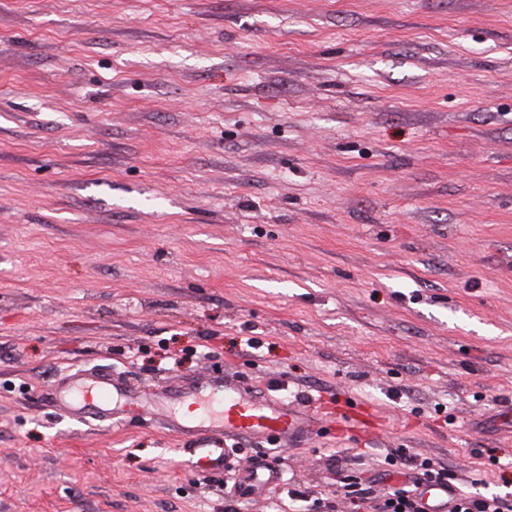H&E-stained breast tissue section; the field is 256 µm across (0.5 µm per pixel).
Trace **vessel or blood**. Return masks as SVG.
<instances>
[{"mask_svg":"<svg viewBox=\"0 0 512 512\" xmlns=\"http://www.w3.org/2000/svg\"><path fill=\"white\" fill-rule=\"evenodd\" d=\"M47 398L81 422L149 418L177 434L189 467L202 477L228 469L227 440L288 444L307 436L314 424L307 410L257 394L227 373L152 389L120 375L83 370L61 379Z\"/></svg>","mask_w":512,"mask_h":512,"instance_id":"b4317fda","label":"vessel or blood"}]
</instances>
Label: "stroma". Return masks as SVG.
<instances>
[{
	"instance_id": "35a3bbf8",
	"label": "stroma",
	"mask_w": 512,
	"mask_h": 512,
	"mask_svg": "<svg viewBox=\"0 0 512 512\" xmlns=\"http://www.w3.org/2000/svg\"><path fill=\"white\" fill-rule=\"evenodd\" d=\"M86 369L319 424L203 478ZM401 451L512 498V0H0V512H349ZM345 489V497L349 501L350 512H370L369 509L374 508L372 505L373 500L376 498L373 495V490L370 485H363L358 481H341Z\"/></svg>"
}]
</instances>
